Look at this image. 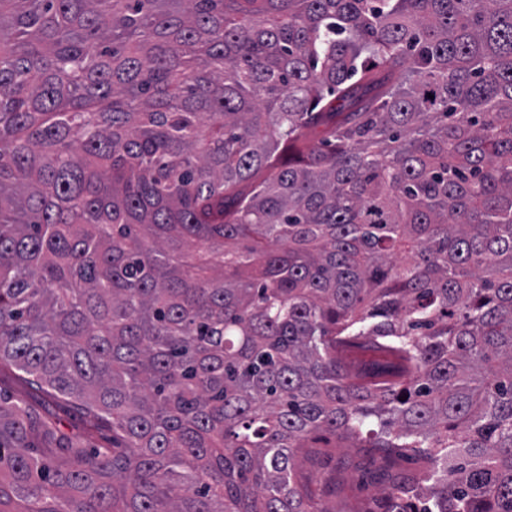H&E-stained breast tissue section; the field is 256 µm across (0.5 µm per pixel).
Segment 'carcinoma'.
<instances>
[{
    "label": "carcinoma",
    "mask_w": 512,
    "mask_h": 512,
    "mask_svg": "<svg viewBox=\"0 0 512 512\" xmlns=\"http://www.w3.org/2000/svg\"><path fill=\"white\" fill-rule=\"evenodd\" d=\"M5 369L0 512H512V0H0ZM295 460L299 483L335 512L379 511L381 490L397 474L422 478L427 469L410 453L346 447L332 438L308 442Z\"/></svg>",
    "instance_id": "obj_1"
}]
</instances>
